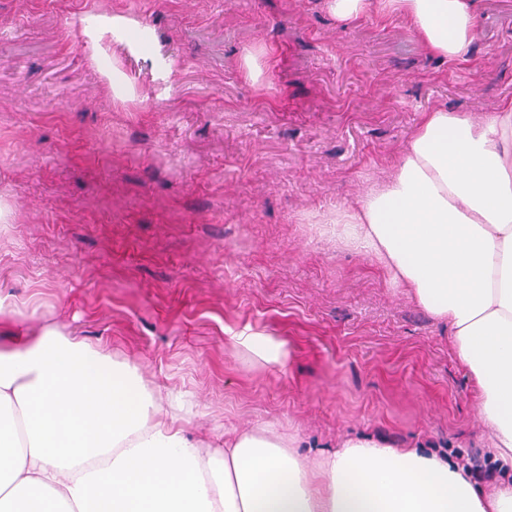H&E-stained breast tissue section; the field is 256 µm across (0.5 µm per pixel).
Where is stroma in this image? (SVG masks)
Segmentation results:
<instances>
[{"label": "stroma", "mask_w": 512, "mask_h": 512, "mask_svg": "<svg viewBox=\"0 0 512 512\" xmlns=\"http://www.w3.org/2000/svg\"><path fill=\"white\" fill-rule=\"evenodd\" d=\"M0 0V297L20 329L107 346L182 396L188 436L276 422L313 458L349 434L468 465L489 436L447 324L337 211L386 179L423 113L512 99V0L428 53L380 4ZM286 341L248 364L231 333ZM330 9L337 19L348 21L366 13L372 6L371 0H330Z\"/></svg>", "instance_id": "35a3bbf8"}]
</instances>
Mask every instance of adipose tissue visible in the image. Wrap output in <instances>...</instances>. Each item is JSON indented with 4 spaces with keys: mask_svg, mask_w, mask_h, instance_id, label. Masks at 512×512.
Segmentation results:
<instances>
[{
    "mask_svg": "<svg viewBox=\"0 0 512 512\" xmlns=\"http://www.w3.org/2000/svg\"><path fill=\"white\" fill-rule=\"evenodd\" d=\"M436 57H465L475 0H382ZM366 253L446 323L480 391L490 451L512 461V101L481 119L425 113L394 175L338 215ZM233 342L285 367V342ZM180 404L135 364L48 326L0 347V512H512L443 456L369 436L300 456L276 425L188 437Z\"/></svg>",
    "mask_w": 512,
    "mask_h": 512,
    "instance_id": "ef3b65f1",
    "label": "adipose tissue"
}]
</instances>
